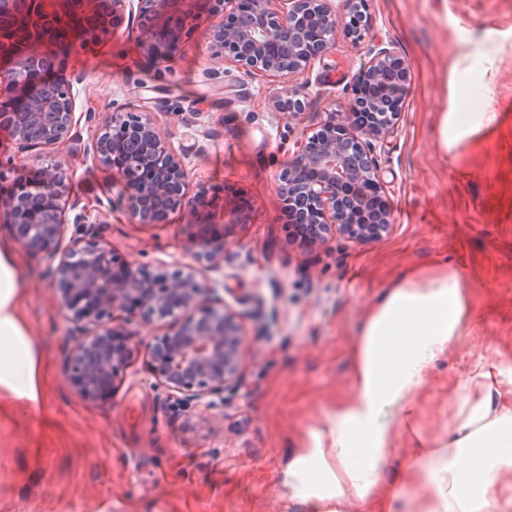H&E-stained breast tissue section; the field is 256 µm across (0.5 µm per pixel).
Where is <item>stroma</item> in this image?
<instances>
[{
  "instance_id": "stroma-1",
  "label": "stroma",
  "mask_w": 512,
  "mask_h": 512,
  "mask_svg": "<svg viewBox=\"0 0 512 512\" xmlns=\"http://www.w3.org/2000/svg\"><path fill=\"white\" fill-rule=\"evenodd\" d=\"M370 30L353 44L344 29L321 62L301 74L248 76L214 69L205 43L211 15L167 63L140 50L126 26L105 44L74 47L75 138L90 141L116 112L149 101L173 145L189 154L192 184L246 200L247 223L225 245L223 265L205 269L236 316L245 343L235 387L208 411L177 406L135 359L112 400H79L62 355L74 344L53 308L40 255L18 248L0 225L23 277L21 314L43 360L42 408L0 406V512H307L288 493L286 470L337 404L352 392L354 346L366 310L406 270L451 261L469 277L473 319L427 377L413 434H399L384 483L400 489L391 512H420L427 489L404 470L418 440L448 439L454 383L475 360L512 363V0H367ZM392 43L413 77L397 133L376 151L394 223L381 240L341 236L310 251L291 244L275 176L321 113L340 108L359 80L369 45ZM307 89L303 121L274 111L285 90ZM442 112H494L483 138L449 155L437 147ZM0 198L18 172L61 164L69 196L93 210L113 249L149 267L192 263L185 218L143 228L117 205L118 176L66 148L39 159L16 155L0 134Z\"/></svg>"
}]
</instances>
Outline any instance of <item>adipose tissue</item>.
I'll use <instances>...</instances> for the list:
<instances>
[{
  "label": "adipose tissue",
  "instance_id": "adipose-tissue-1",
  "mask_svg": "<svg viewBox=\"0 0 512 512\" xmlns=\"http://www.w3.org/2000/svg\"><path fill=\"white\" fill-rule=\"evenodd\" d=\"M495 120L492 112L440 113V153ZM21 283L16 259L0 251V399L36 409L42 356L19 312ZM471 319L470 285L450 262L410 271L383 291L359 330L351 397L288 464V486L310 512H337L344 499L381 512L393 498L379 478L391 436L412 427L421 386ZM412 467L429 488L422 512H496L500 477L512 472V371L475 362L457 385L447 445L419 449Z\"/></svg>",
  "mask_w": 512,
  "mask_h": 512
}]
</instances>
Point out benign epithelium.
<instances>
[{
  "mask_svg": "<svg viewBox=\"0 0 512 512\" xmlns=\"http://www.w3.org/2000/svg\"><path fill=\"white\" fill-rule=\"evenodd\" d=\"M215 23L207 33L211 58L248 74L269 77L301 73L332 51L336 30L361 42L368 27L366 0H343L337 12L330 0H200ZM186 0H0V101L24 102L19 112L0 114L14 133L17 152L68 146L93 162L113 167V149L131 142L141 147L140 174L119 170L118 203L133 223H163L181 213L197 227L188 251L214 266L224 263L230 232L246 222L236 204L205 224L196 213L206 195L191 186L186 156L202 144L174 147L151 112L115 113L95 141L73 138L74 85L83 76H63L58 56L65 33L112 37V24L127 19L138 32L142 52L159 63L170 53L165 43L193 30ZM365 85L353 89L340 112H326L315 132L301 138L288 168L275 177L283 211L305 229L303 244L322 247L333 235L371 243L394 222L376 147L399 128L412 73L394 47L367 50ZM273 108L300 121L306 110L304 88L272 100ZM67 192L59 166L42 168L37 180L20 178L14 193L0 199V222L11 226L17 242L47 260L56 309L70 324L76 345L66 353L65 369L76 396L85 402L112 399L117 382L135 357L144 355L149 374L185 408L213 407L235 384L244 337L235 314L217 290L199 279L193 265L170 271L125 261L112 251L99 218L63 203ZM164 321L166 330L138 343L117 330L135 320Z\"/></svg>",
  "mask_w": 512,
  "mask_h": 512,
  "instance_id": "7a95c632",
  "label": "benign epithelium"
}]
</instances>
